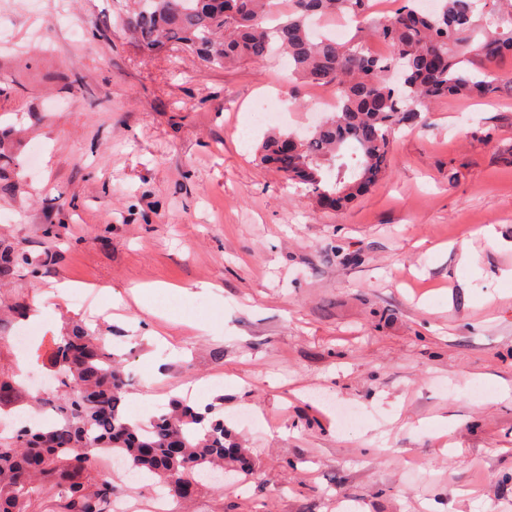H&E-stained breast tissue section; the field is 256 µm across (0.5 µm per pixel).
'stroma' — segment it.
I'll use <instances>...</instances> for the list:
<instances>
[{
  "label": "stroma",
  "instance_id": "35a3bbf8",
  "mask_svg": "<svg viewBox=\"0 0 512 512\" xmlns=\"http://www.w3.org/2000/svg\"><path fill=\"white\" fill-rule=\"evenodd\" d=\"M121 8L0 0L19 162L0 234L38 253L45 225L61 232L34 295L45 321L0 363L40 377L79 319L150 410L195 385L223 398L255 472L201 479L179 512H512V57L495 97L421 113L386 176L331 211L259 163L270 128L252 114L268 100L277 130L307 133L317 87L284 57L143 56ZM153 285L175 292L139 300Z\"/></svg>",
  "mask_w": 512,
  "mask_h": 512
}]
</instances>
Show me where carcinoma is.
<instances>
[{
  "label": "carcinoma",
  "instance_id": "obj_1",
  "mask_svg": "<svg viewBox=\"0 0 512 512\" xmlns=\"http://www.w3.org/2000/svg\"><path fill=\"white\" fill-rule=\"evenodd\" d=\"M289 2L281 15L275 0H131L122 24L145 56L174 46L222 68L279 51L300 79L332 90L336 109L311 134L273 132L258 148L260 163L304 185L325 208L344 207L377 183L389 168L396 132L420 108L493 94V65L512 56V0H441L435 13L420 11L416 0H399L392 15L380 18L371 17L370 0ZM345 14L360 20L364 37L342 44L310 28L314 19ZM372 38L392 52L370 55L362 41ZM17 191L13 155L0 133V197ZM51 258L49 248L34 254L20 241L0 238V283L26 268L35 291ZM2 311L24 320L32 302L17 297L0 304ZM46 368L62 382L36 400L0 369V414L33 401L60 415L51 428L23 424L0 434V512H108L112 480L90 469L107 453L159 478L177 499L197 493L196 475L204 470L253 474L246 449L215 405L200 410L174 400L147 424L129 421L123 366L100 332L68 324Z\"/></svg>",
  "mask_w": 512,
  "mask_h": 512
}]
</instances>
